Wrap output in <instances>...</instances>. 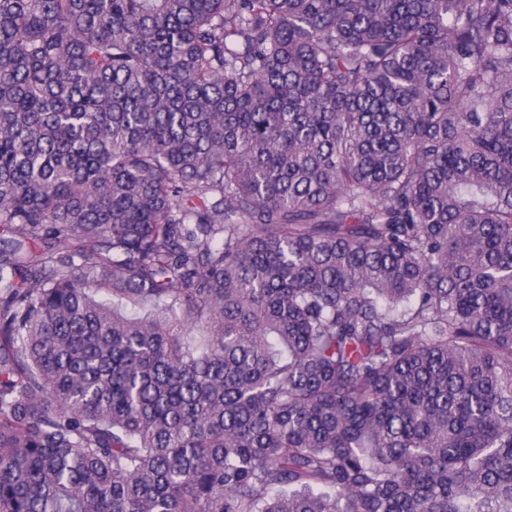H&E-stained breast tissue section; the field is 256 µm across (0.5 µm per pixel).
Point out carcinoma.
<instances>
[{
    "label": "carcinoma",
    "instance_id": "1",
    "mask_svg": "<svg viewBox=\"0 0 512 512\" xmlns=\"http://www.w3.org/2000/svg\"><path fill=\"white\" fill-rule=\"evenodd\" d=\"M0 512H512V0H0Z\"/></svg>",
    "mask_w": 512,
    "mask_h": 512
}]
</instances>
